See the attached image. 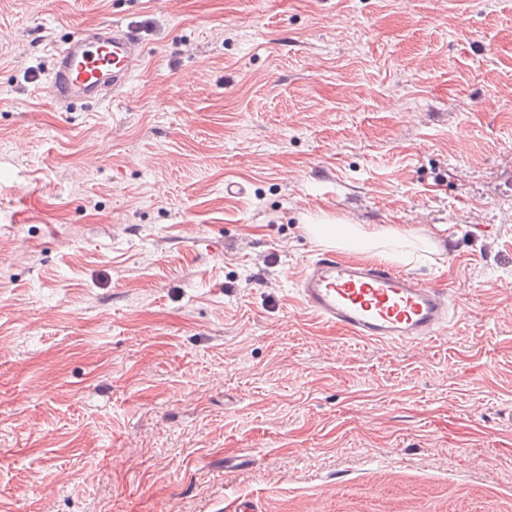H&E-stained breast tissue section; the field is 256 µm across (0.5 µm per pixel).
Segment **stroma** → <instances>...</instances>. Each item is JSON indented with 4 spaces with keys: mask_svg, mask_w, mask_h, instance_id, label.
I'll list each match as a JSON object with an SVG mask.
<instances>
[{
    "mask_svg": "<svg viewBox=\"0 0 512 512\" xmlns=\"http://www.w3.org/2000/svg\"><path fill=\"white\" fill-rule=\"evenodd\" d=\"M121 20L125 96L37 93ZM336 218L435 242L445 336L304 309ZM239 496L512 512V0H0V512Z\"/></svg>",
    "mask_w": 512,
    "mask_h": 512,
    "instance_id": "stroma-1",
    "label": "stroma"
}]
</instances>
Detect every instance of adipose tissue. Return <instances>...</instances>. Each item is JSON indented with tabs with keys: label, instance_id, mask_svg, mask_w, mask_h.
<instances>
[{
	"label": "adipose tissue",
	"instance_id": "obj_1",
	"mask_svg": "<svg viewBox=\"0 0 512 512\" xmlns=\"http://www.w3.org/2000/svg\"><path fill=\"white\" fill-rule=\"evenodd\" d=\"M307 231L319 245L336 247L364 259L404 262L429 246L427 239L404 228L368 230L337 220L308 225Z\"/></svg>",
	"mask_w": 512,
	"mask_h": 512
}]
</instances>
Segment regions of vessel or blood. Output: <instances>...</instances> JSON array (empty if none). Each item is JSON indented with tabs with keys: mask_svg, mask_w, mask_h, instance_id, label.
Masks as SVG:
<instances>
[{
	"mask_svg": "<svg viewBox=\"0 0 512 512\" xmlns=\"http://www.w3.org/2000/svg\"><path fill=\"white\" fill-rule=\"evenodd\" d=\"M144 58L134 24L75 34L53 56L47 92L63 108L117 97ZM297 287L306 310L368 341L425 344L447 333L451 323L447 288L386 266L349 264L322 253L302 271Z\"/></svg>",
	"mask_w": 512,
	"mask_h": 512,
	"instance_id": "obj_1",
	"label": "vessel or blood"
}]
</instances>
